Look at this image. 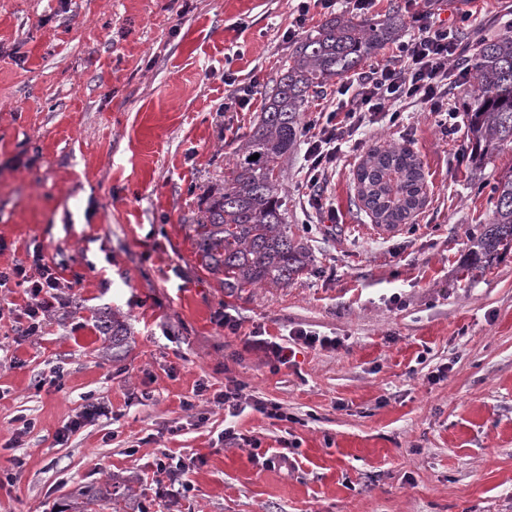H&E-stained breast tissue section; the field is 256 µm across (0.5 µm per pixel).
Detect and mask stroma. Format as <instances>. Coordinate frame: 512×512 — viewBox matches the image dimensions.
Returning <instances> with one entry per match:
<instances>
[{
	"instance_id": "35a3bbf8",
	"label": "stroma",
	"mask_w": 512,
	"mask_h": 512,
	"mask_svg": "<svg viewBox=\"0 0 512 512\" xmlns=\"http://www.w3.org/2000/svg\"><path fill=\"white\" fill-rule=\"evenodd\" d=\"M477 9L468 45L512 24V0ZM295 0H0V264L33 251L71 284L39 335H20L22 289L0 288V512H512V253L466 271L469 235L512 146L474 169L467 123L442 134L402 108L364 145L410 146L428 203L414 223L377 230L348 153L328 179L339 217L307 206L303 149L289 155L288 228L313 256L285 288L228 293L200 262L194 226L227 175L291 50ZM257 79L250 109H227ZM234 309L241 327L214 317ZM120 317L121 351L99 330ZM295 329L273 370L250 338ZM279 403L291 421L247 407L236 428L262 451L296 444L297 468L263 467L224 445L227 378ZM208 402L185 409L197 384ZM106 416L70 432L87 401ZM33 428L24 429V420ZM187 465L188 494H155L163 455Z\"/></svg>"
}]
</instances>
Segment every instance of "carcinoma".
Instances as JSON below:
<instances>
[{"instance_id": "cac0c4a2", "label": "carcinoma", "mask_w": 512, "mask_h": 512, "mask_svg": "<svg viewBox=\"0 0 512 512\" xmlns=\"http://www.w3.org/2000/svg\"><path fill=\"white\" fill-rule=\"evenodd\" d=\"M405 28L397 7L382 19L336 15L293 44L290 62L273 80L227 179L208 191L196 224L201 263L223 276L225 289L285 288L308 268L309 252L288 231L280 183L283 160L303 137L304 106L310 96L398 40ZM467 66L473 84L463 105L465 151L478 169L512 144V32L480 39ZM254 154L259 158L251 159ZM355 178L359 200L377 224H410L427 200L423 163L408 146L371 144ZM492 199L491 222L470 235L471 270L492 265L512 249V169L499 176Z\"/></svg>"}]
</instances>
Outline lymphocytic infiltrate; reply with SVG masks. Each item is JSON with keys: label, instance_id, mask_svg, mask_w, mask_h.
I'll use <instances>...</instances> for the list:
<instances>
[{"label": "lymphocytic infiltrate", "instance_id": "lymphocytic-infiltrate-1", "mask_svg": "<svg viewBox=\"0 0 512 512\" xmlns=\"http://www.w3.org/2000/svg\"><path fill=\"white\" fill-rule=\"evenodd\" d=\"M414 22L412 34L396 45L390 57L341 84L335 105L318 112L305 128L308 204L321 218L331 221L336 217L323 185L362 128L384 121L396 124L402 105L418 106L435 115L442 128L457 116L449 94L470 76L462 64L467 48L459 32L472 24V15L461 13L456 24L448 25L439 11H423L415 14ZM11 283L22 288L26 298V322L19 326V333H40L48 312L62 300L63 278L57 267L46 263L41 253H34L31 264L0 267V288Z\"/></svg>", "mask_w": 512, "mask_h": 512}]
</instances>
